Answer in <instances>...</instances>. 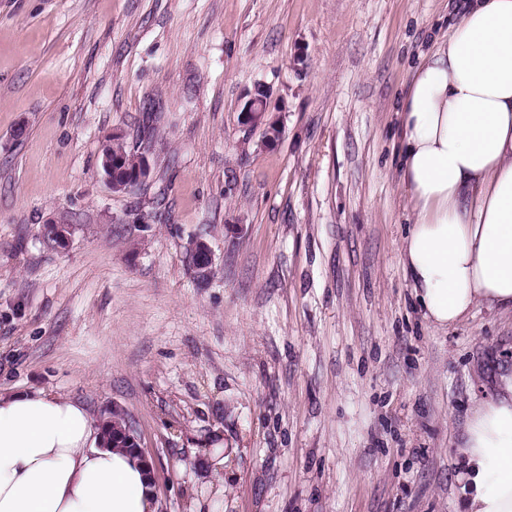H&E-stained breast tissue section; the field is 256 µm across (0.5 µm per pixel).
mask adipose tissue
I'll list each match as a JSON object with an SVG mask.
<instances>
[{"label":"adipose tissue","instance_id":"ef3b65f1","mask_svg":"<svg viewBox=\"0 0 512 512\" xmlns=\"http://www.w3.org/2000/svg\"><path fill=\"white\" fill-rule=\"evenodd\" d=\"M397 110L412 228L400 252L427 320L512 311V0H462ZM466 512H512V371L465 425ZM143 463L86 405L0 390V512H156Z\"/></svg>","mask_w":512,"mask_h":512}]
</instances>
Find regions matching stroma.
<instances>
[{
  "label": "stroma",
  "mask_w": 512,
  "mask_h": 512,
  "mask_svg": "<svg viewBox=\"0 0 512 512\" xmlns=\"http://www.w3.org/2000/svg\"><path fill=\"white\" fill-rule=\"evenodd\" d=\"M456 20L448 0H0V388L123 408L158 512H460L457 445L512 369V314L423 317L396 124ZM258 85L270 144L241 123ZM148 108L150 177L112 192L101 142Z\"/></svg>",
  "instance_id": "35a3bbf8"
}]
</instances>
